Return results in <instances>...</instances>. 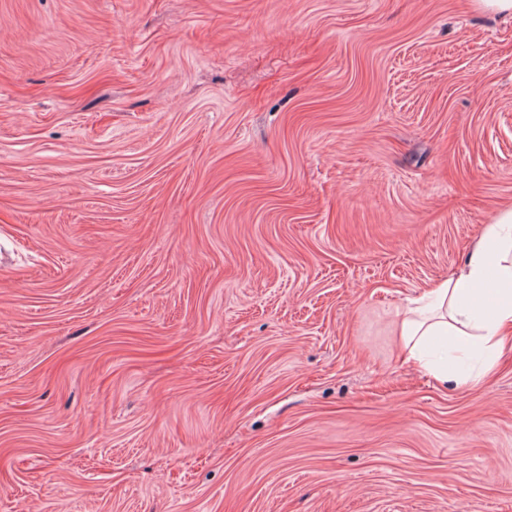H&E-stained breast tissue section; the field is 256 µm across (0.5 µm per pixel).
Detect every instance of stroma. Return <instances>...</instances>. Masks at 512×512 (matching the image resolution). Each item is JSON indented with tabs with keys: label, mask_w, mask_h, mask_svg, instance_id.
<instances>
[{
	"label": "stroma",
	"mask_w": 512,
	"mask_h": 512,
	"mask_svg": "<svg viewBox=\"0 0 512 512\" xmlns=\"http://www.w3.org/2000/svg\"><path fill=\"white\" fill-rule=\"evenodd\" d=\"M510 204L511 17L0 0V512H512L395 334Z\"/></svg>",
	"instance_id": "stroma-1"
}]
</instances>
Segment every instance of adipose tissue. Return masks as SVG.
<instances>
[{
  "instance_id": "adipose-tissue-1",
  "label": "adipose tissue",
  "mask_w": 512,
  "mask_h": 512,
  "mask_svg": "<svg viewBox=\"0 0 512 512\" xmlns=\"http://www.w3.org/2000/svg\"><path fill=\"white\" fill-rule=\"evenodd\" d=\"M399 336L405 362L442 383L481 380L449 366L447 351L482 358L488 372L512 348V208L483 228L462 267L409 300Z\"/></svg>"
}]
</instances>
